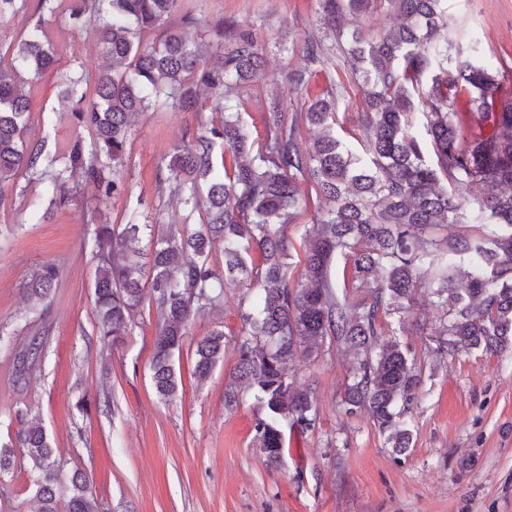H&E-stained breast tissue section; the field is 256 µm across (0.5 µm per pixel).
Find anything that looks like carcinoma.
I'll use <instances>...</instances> for the list:
<instances>
[{"label":"carcinoma","instance_id":"obj_1","mask_svg":"<svg viewBox=\"0 0 512 512\" xmlns=\"http://www.w3.org/2000/svg\"><path fill=\"white\" fill-rule=\"evenodd\" d=\"M442 2L319 0L321 34L304 46L313 63L327 54L326 41H340L349 16L377 3L397 19L373 41L351 34L350 73L364 89L365 110L350 130L359 151L336 136L332 92L299 113L269 98L266 137L255 143L238 112L265 68L252 32L221 21L212 41L193 43L172 22L180 0H37L74 27H93L105 60L92 74L63 76L73 122L94 139L75 137L61 168L45 141L27 137L25 81L61 73L42 20L0 52V189L21 177L39 181L56 208L71 201L75 179L94 184L102 202L127 191L123 169L137 115L163 107L201 112L215 101L220 120L197 127L157 168L170 223L134 208L123 224L97 225L88 241L96 335L105 347L119 342L151 297L158 316L152 383L169 403L181 380L175 352L191 321L224 304L223 274L241 273L238 359L224 405H239V384L252 391L265 411L254 440L272 463L284 452V427L305 431L316 421L313 392L296 386L289 365L328 340L357 356L345 412H369L394 452L410 448L404 415L420 377L401 343L384 337L382 318L409 313L418 288L434 289L441 309L439 335L447 340L437 353L512 350V95L502 93L493 60L477 50L453 55ZM462 100L473 122L491 128L487 135H461ZM303 124L316 130L308 149L299 146ZM302 182L315 185L320 206L306 238V283L295 284L286 225L302 205ZM476 185L487 193L469 194ZM196 214L201 224L191 228ZM453 224L488 231L436 235ZM217 246L222 274L210 261ZM339 252L351 261L353 296L338 295L331 279ZM58 279L55 264L41 265L27 283L29 298L47 300ZM48 332L15 352V385H28ZM195 355L194 375L203 380L224 360V330L200 340ZM15 422V434L0 441V477L25 467L40 512H101L88 475L63 472L41 422L21 410Z\"/></svg>","mask_w":512,"mask_h":512}]
</instances>
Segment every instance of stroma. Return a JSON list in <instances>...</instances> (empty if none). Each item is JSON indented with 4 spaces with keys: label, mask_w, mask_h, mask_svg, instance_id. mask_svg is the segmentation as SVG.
<instances>
[{
    "label": "stroma",
    "mask_w": 512,
    "mask_h": 512,
    "mask_svg": "<svg viewBox=\"0 0 512 512\" xmlns=\"http://www.w3.org/2000/svg\"><path fill=\"white\" fill-rule=\"evenodd\" d=\"M181 10L205 19L250 23L258 49L268 59L263 75L241 102L252 138L263 139L265 99L280 93L289 110L336 90L339 125L349 139L363 110L360 82L350 74L344 45L322 63H311L304 42L316 33V0H182ZM448 37L461 52L479 44L508 75L512 92V0H447ZM61 69L94 70L101 53L92 34L50 19ZM309 79L297 90L289 73ZM60 79L32 83L30 138L64 156L76 130L61 101ZM212 112H148L135 120L127 143L125 194L99 204L94 185H81L71 202L44 224L31 223L47 208L42 184L20 179L0 191V330L21 341L49 324V338L27 388L12 382L13 358L0 345V437H7L16 411L39 416L64 470L86 472L105 512H512V352L462 349L437 354L431 298L419 290L405 316L386 317L385 328L408 350L421 384L406 419L412 445L395 454L372 419L349 416L342 407L352 381V356L327 344L300 357L297 385L312 388L316 421L291 433L280 462L270 463L254 442L263 411L252 394L237 409L224 408V389L236 364L240 293L224 288V313L196 317L175 365L182 384L168 404L151 380L157 316L145 301L123 341L102 347L95 333L93 281L96 263L85 243L97 212L111 223L128 210L154 212L159 204L156 167L169 159L186 131L212 119ZM303 203L288 226L289 274L301 280L303 238L318 199L313 184L301 186ZM55 263L60 279L47 302L27 300L23 287L37 264ZM224 331V360L205 381L193 375L195 346L214 329ZM109 397L110 410L77 409L79 398ZM26 472L0 478V512H38Z\"/></svg>",
    "instance_id": "35a3bbf8"
}]
</instances>
